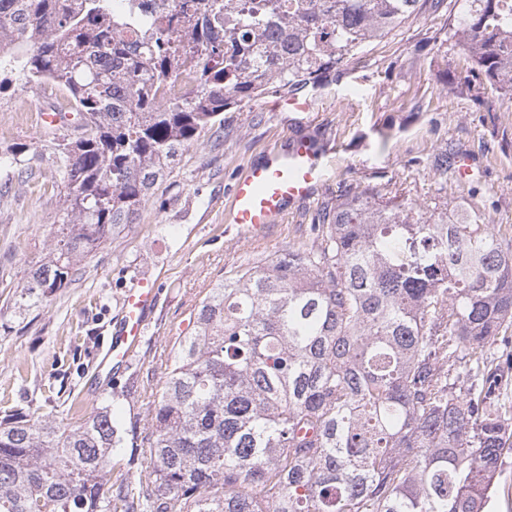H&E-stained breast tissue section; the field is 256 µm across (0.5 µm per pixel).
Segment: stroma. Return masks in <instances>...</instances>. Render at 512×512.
<instances>
[{
    "label": "stroma",
    "mask_w": 512,
    "mask_h": 512,
    "mask_svg": "<svg viewBox=\"0 0 512 512\" xmlns=\"http://www.w3.org/2000/svg\"><path fill=\"white\" fill-rule=\"evenodd\" d=\"M464 0H425L416 16L314 88L313 111L274 107V94L224 113L222 137L205 133L159 183L139 220L79 264L68 287L26 298L29 270L52 244L66 183L39 115L69 100L29 85L0 94V405L73 423L109 407L120 443L113 484L138 485L152 469L151 410L167 361L195 308L226 272L282 253L311 236L319 206L389 188L441 208L468 205L512 238V99L479 86L450 38ZM313 141L326 168L314 198L256 236L233 224L230 188L247 165L295 137ZM19 154L20 162L4 161ZM468 157L475 180L441 178L440 157ZM148 277L158 301L147 335L118 374L95 376L120 299Z\"/></svg>",
    "instance_id": "obj_1"
}]
</instances>
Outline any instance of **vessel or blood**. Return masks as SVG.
Returning a JSON list of instances; mask_svg holds the SVG:
<instances>
[{
    "mask_svg": "<svg viewBox=\"0 0 512 512\" xmlns=\"http://www.w3.org/2000/svg\"><path fill=\"white\" fill-rule=\"evenodd\" d=\"M322 180L317 148L305 139H295L287 149L269 152L263 160L249 164L235 180L233 220L247 232L264 231L282 219L291 203L313 198ZM156 302L157 290L150 279H140L126 291L102 368L115 371L127 365Z\"/></svg>",
    "mask_w": 512,
    "mask_h": 512,
    "instance_id": "1",
    "label": "vessel or blood"
}]
</instances>
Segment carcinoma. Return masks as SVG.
Listing matches in <instances>:
<instances>
[{
  "label": "carcinoma",
  "mask_w": 512,
  "mask_h": 512,
  "mask_svg": "<svg viewBox=\"0 0 512 512\" xmlns=\"http://www.w3.org/2000/svg\"><path fill=\"white\" fill-rule=\"evenodd\" d=\"M420 0H0V93L66 92L86 133L56 143L66 193L27 295L135 223L223 112L348 65ZM135 34L127 42L123 34ZM451 37L512 97V0H465ZM145 44L137 50L138 43ZM187 74L175 102L154 90ZM512 329V244L485 213L398 193L320 206L311 240L230 272L197 307L152 409L153 512H485L512 417L489 349ZM102 407L0 419V512H112Z\"/></svg>",
  "instance_id": "carcinoma-1"
}]
</instances>
